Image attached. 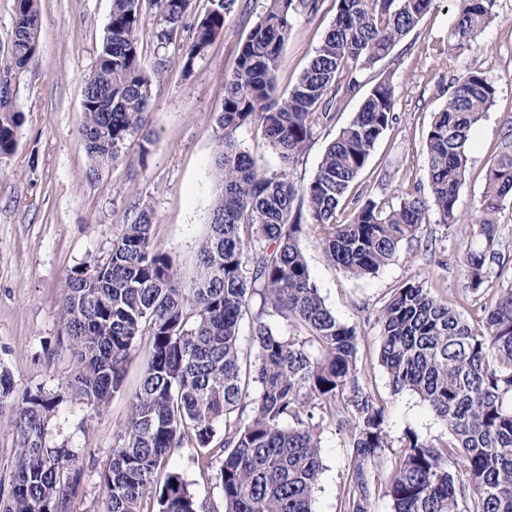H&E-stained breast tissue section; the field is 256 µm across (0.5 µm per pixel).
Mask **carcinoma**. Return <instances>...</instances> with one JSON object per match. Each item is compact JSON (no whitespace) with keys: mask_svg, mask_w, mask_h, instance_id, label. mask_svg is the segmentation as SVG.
Returning <instances> with one entry per match:
<instances>
[{"mask_svg":"<svg viewBox=\"0 0 512 512\" xmlns=\"http://www.w3.org/2000/svg\"><path fill=\"white\" fill-rule=\"evenodd\" d=\"M154 37L174 41L193 0H153ZM435 0H336V13L288 96L275 94L281 51L293 13L315 15L320 0H267L264 14L224 79L218 123L224 138L213 161L215 193L209 231L186 280L165 253L151 247L152 218L142 212L125 225L107 257L78 270L64 285L62 324L73 370L64 393L13 400L0 374V412L9 411L19 437L12 500L4 512H64L77 489L69 476L75 455L46 444L56 406L69 395L101 410L119 392L133 344L149 338L144 368L121 446L102 473L109 512H202L191 482L161 472L176 448L197 449L202 476H212L224 512H313L322 469L321 426L347 434L344 512H374L382 493L394 512H512V288L480 307V325L463 318L422 280L393 289L376 314L378 363L393 392L416 393L448 428L432 442L408 429L389 472L380 470L392 447L385 401L372 392L357 363L356 328L325 305L300 247L310 234L328 260L354 277L372 276L423 225L464 230L465 288L481 295L492 265L508 260L497 249L498 213L512 197V152L489 167L474 210L458 207L466 182L472 129L493 104L497 87L473 69L448 86L444 106L425 137L428 196L407 191L397 203L368 198L350 212L343 201L376 142L393 122L390 78L368 92L351 121L328 145L313 178L296 184L289 170L315 130L331 123L342 101L360 87L364 71L387 57ZM448 53L479 50L494 20L496 0H456ZM235 0L201 16L178 58L189 74L223 33ZM14 22L3 68L23 70L40 46V0H14ZM140 0H112L96 62L82 87L80 135L99 169L121 158L145 131L153 85L168 64L147 69L140 56ZM23 115L0 107V156L14 152ZM260 125L282 167L266 171L245 150L237 131ZM251 315L249 354L242 355L240 322ZM286 323L279 330L274 318ZM219 468H213V462Z\"/></svg>","mask_w":512,"mask_h":512,"instance_id":"cac0c4a2","label":"carcinoma"}]
</instances>
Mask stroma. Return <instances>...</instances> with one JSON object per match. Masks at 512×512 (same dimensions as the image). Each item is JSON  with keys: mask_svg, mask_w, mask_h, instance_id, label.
Here are the masks:
<instances>
[{"mask_svg": "<svg viewBox=\"0 0 512 512\" xmlns=\"http://www.w3.org/2000/svg\"><path fill=\"white\" fill-rule=\"evenodd\" d=\"M266 3L236 0L223 33L187 76L174 60L211 0H194L185 30L167 45L157 43L156 9L150 0H143L142 61L149 69L159 59L171 61L153 87V110L148 115L152 142L144 152L131 145L90 181L84 176L90 160L79 135L82 84L95 64L112 0H41L39 51L14 81L15 104L25 119L15 151L0 157V372L10 375L14 400L60 391L73 365L61 323L65 281L74 271L92 268L106 258L124 225L141 212L152 214L154 249L167 253L183 278L194 276L197 247L208 231L215 192L214 150L224 135L217 122L224 103V78L232 72ZM495 11L494 22L480 37L483 52L452 54L447 37L456 18L455 0H436L390 55L364 72L360 89L345 99L335 121L315 133L290 168L294 181L304 183L314 176L325 149L371 87L389 77L396 86L395 120L377 141L350 193L396 199L408 185L425 178V133L447 99L449 82L479 69L494 81L497 97L471 132L469 171L459 195L461 210L471 211L490 164L512 148V126L507 123L512 117V0H497ZM335 12L336 0H324L317 15H295L282 50L279 95H287L297 82ZM419 237L421 246L402 245L389 264L367 279L335 270L314 237L301 240L326 305L360 334L358 366L369 387L387 401V430L393 445L408 429L432 441L446 438L448 430L416 393H393L388 374L377 363L379 308L398 285L424 278L435 295L447 299L466 319L479 318L465 290L464 244L454 232L434 223L425 225ZM432 240L449 243L446 265L427 260L422 245ZM149 358L148 340L137 341L123 387L103 410L70 399L57 407L46 443L70 448L79 475L78 492L67 512H108V493L100 475L120 444V430ZM350 454L347 437L335 426H325L323 470L314 491L313 512H343ZM195 455L192 448L176 449L165 466L186 474L205 512H224L220 490L201 477Z\"/></svg>", "mask_w": 512, "mask_h": 512, "instance_id": "1", "label": "stroma"}]
</instances>
